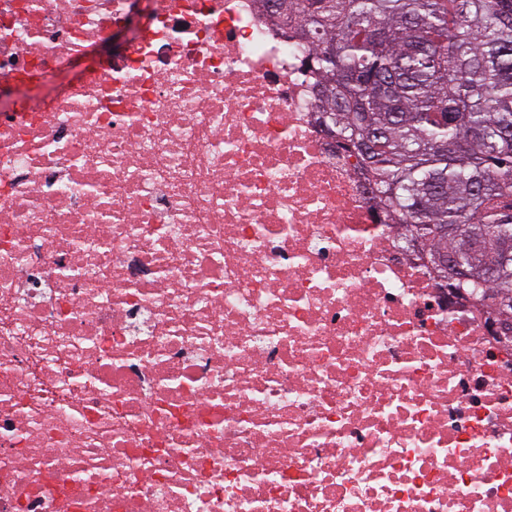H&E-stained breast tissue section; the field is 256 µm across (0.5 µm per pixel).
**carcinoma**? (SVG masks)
I'll use <instances>...</instances> for the list:
<instances>
[{
	"label": "carcinoma",
	"instance_id": "obj_1",
	"mask_svg": "<svg viewBox=\"0 0 512 512\" xmlns=\"http://www.w3.org/2000/svg\"><path fill=\"white\" fill-rule=\"evenodd\" d=\"M263 2L308 40L318 119L400 239L512 319V0Z\"/></svg>",
	"mask_w": 512,
	"mask_h": 512
}]
</instances>
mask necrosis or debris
I'll use <instances>...</instances> for the list:
<instances>
[{"label":"necrosis or debris","mask_w":512,"mask_h":512,"mask_svg":"<svg viewBox=\"0 0 512 512\" xmlns=\"http://www.w3.org/2000/svg\"><path fill=\"white\" fill-rule=\"evenodd\" d=\"M0 512H512V342L407 254L258 0H0Z\"/></svg>","instance_id":"necrosis-or-debris-1"}]
</instances>
